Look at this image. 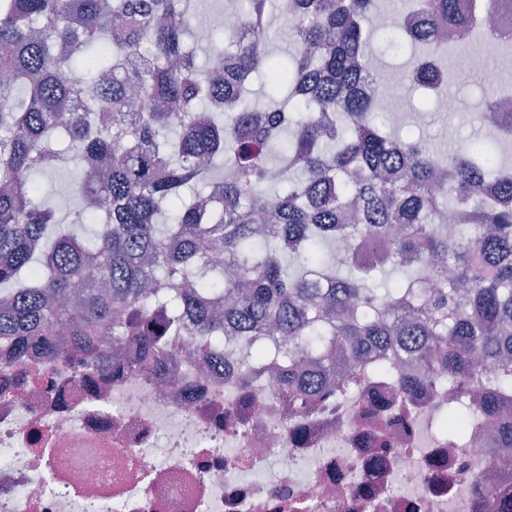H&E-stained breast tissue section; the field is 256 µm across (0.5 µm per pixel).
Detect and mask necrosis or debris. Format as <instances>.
Masks as SVG:
<instances>
[{"label":"necrosis or debris","mask_w":512,"mask_h":512,"mask_svg":"<svg viewBox=\"0 0 512 512\" xmlns=\"http://www.w3.org/2000/svg\"><path fill=\"white\" fill-rule=\"evenodd\" d=\"M30 384L0 401V512H499L479 499L483 451L512 477V447L477 424L472 444L431 426L452 395L437 386L407 404L389 378L387 408L348 396L288 435L269 383L249 404L223 371L186 361L162 381L147 373L86 386L64 363L30 358ZM395 445L377 460L371 436Z\"/></svg>","instance_id":"necrosis-or-debris-1"}]
</instances>
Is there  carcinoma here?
Instances as JSON below:
<instances>
[{"label":"carcinoma","mask_w":512,"mask_h":512,"mask_svg":"<svg viewBox=\"0 0 512 512\" xmlns=\"http://www.w3.org/2000/svg\"><path fill=\"white\" fill-rule=\"evenodd\" d=\"M463 2L402 0L417 28L395 24L391 44L439 61L463 48L453 32L502 43L486 24L499 0ZM197 3L0 0V342L15 370L0 399L33 355L91 381L130 371L135 347L167 378L191 336L239 398L271 376L297 439L300 418L389 374L407 400L452 384L433 422L448 441L479 416L512 441V170L480 140L440 154L383 133L366 90L377 0H223L249 30L225 47L196 38ZM275 11L286 60L268 50ZM255 76L271 86L258 101ZM406 78L440 93L450 73L416 62ZM474 119L512 140L493 85ZM74 157L82 204L64 225L32 177ZM450 212L465 223L447 234ZM386 270L407 279L371 287Z\"/></svg>","instance_id":"1"}]
</instances>
